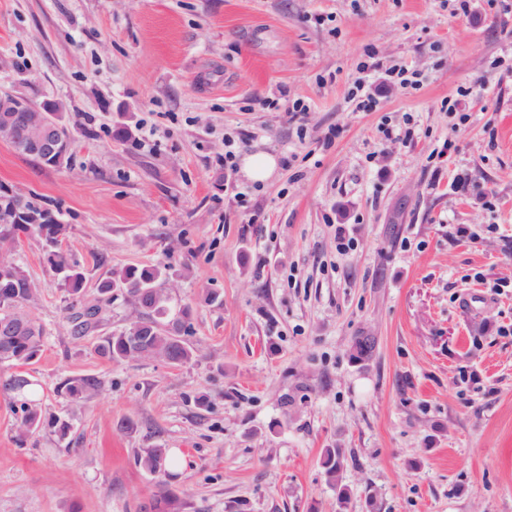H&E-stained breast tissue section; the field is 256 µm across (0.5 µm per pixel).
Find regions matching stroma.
<instances>
[{"label":"stroma","instance_id":"stroma-1","mask_svg":"<svg viewBox=\"0 0 512 512\" xmlns=\"http://www.w3.org/2000/svg\"><path fill=\"white\" fill-rule=\"evenodd\" d=\"M393 65L414 85L388 84ZM360 82L384 89L367 109ZM1 88L65 112L68 163L0 143V185L60 209L85 299L112 270L171 264L199 353L105 362L133 306L74 338L22 238L46 328L26 371L72 428L17 442L0 392V512H140L155 446L182 461L165 478L181 512H336L327 448L346 512H512V0H0ZM228 135L276 156L269 183L225 175ZM87 373L98 397L57 396ZM103 384L102 377L96 374L78 375L62 380L58 384L57 392L72 405L81 407L101 392ZM322 467L324 469L329 484L339 486L342 482L344 470V456L338 448H327L323 452ZM339 490L340 504L346 502L347 495L345 489L341 486Z\"/></svg>","mask_w":512,"mask_h":512}]
</instances>
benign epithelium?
<instances>
[{"label":"benign epithelium","instance_id":"7a95c632","mask_svg":"<svg viewBox=\"0 0 512 512\" xmlns=\"http://www.w3.org/2000/svg\"><path fill=\"white\" fill-rule=\"evenodd\" d=\"M60 111L53 101L35 104L26 96L0 90V112H18L19 119L6 118L0 124V142L24 150L30 156L53 165L71 152L70 133L52 119ZM27 195L12 188L0 186V210L12 215L19 224L31 221Z\"/></svg>","mask_w":512,"mask_h":512}]
</instances>
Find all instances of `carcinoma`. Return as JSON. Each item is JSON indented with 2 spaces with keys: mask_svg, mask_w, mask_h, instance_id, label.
I'll use <instances>...</instances> for the list:
<instances>
[{
  "mask_svg": "<svg viewBox=\"0 0 512 512\" xmlns=\"http://www.w3.org/2000/svg\"><path fill=\"white\" fill-rule=\"evenodd\" d=\"M68 225L56 224H7L0 226V252L4 253V265L9 268L8 277L0 274V321L14 312L29 319V327L15 336H0V351L8 349L5 365L17 368L0 382L6 394H13L10 407L16 417V438L23 442L43 428H51L63 440L70 430L68 420L46 415L34 383L22 368L39 358L45 340V329L34 317L31 309L40 299L36 280L22 264L12 260L9 252L24 234L35 239L51 268L61 275L69 294L65 307L71 333L80 338L96 330L108 319L112 303L123 296L136 305L149 302L146 315H136L121 329L104 337L96 347L97 353L113 363L140 359H155L172 366H181L197 357L191 338L195 329L188 306L174 308L165 285L177 275L169 264H145L126 266L111 272L97 285L94 304L84 299L85 274L78 263L72 261L63 249ZM103 379L96 374L67 377L57 387V392L80 407L94 399L102 390ZM168 457L166 448H148L138 457L139 466L151 475L165 474ZM322 467L328 483L340 485L344 470V456L338 448H326ZM151 512H179L180 499L170 491L164 481L149 498Z\"/></svg>",
  "mask_w": 512,
  "mask_h": 512,
  "instance_id": "1",
  "label": "carcinoma"
}]
</instances>
